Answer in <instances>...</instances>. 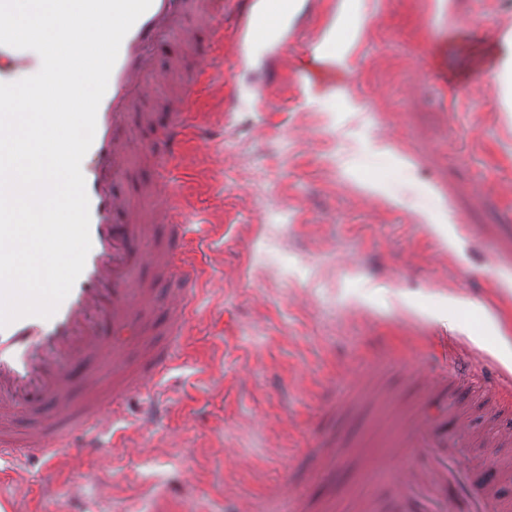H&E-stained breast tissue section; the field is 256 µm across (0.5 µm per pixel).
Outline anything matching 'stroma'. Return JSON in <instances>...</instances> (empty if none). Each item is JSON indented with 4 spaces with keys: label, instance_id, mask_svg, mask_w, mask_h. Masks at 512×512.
<instances>
[{
    "label": "stroma",
    "instance_id": "stroma-1",
    "mask_svg": "<svg viewBox=\"0 0 512 512\" xmlns=\"http://www.w3.org/2000/svg\"><path fill=\"white\" fill-rule=\"evenodd\" d=\"M339 2L297 0L272 29L264 0H225L222 37L193 16L155 50L136 144L178 103L172 64L205 74L203 132L170 170L206 269L191 334L103 447L0 461V512H296L269 498L285 482L323 512L385 456L359 375L399 391L404 367L448 355L502 365L475 329L488 314L512 345V112L488 50L512 0H361L341 63L320 51ZM353 393L328 423L327 396ZM314 444L343 463L314 471Z\"/></svg>",
    "mask_w": 512,
    "mask_h": 512
}]
</instances>
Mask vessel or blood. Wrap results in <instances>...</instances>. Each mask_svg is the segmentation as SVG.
Instances as JSON below:
<instances>
[{
  "instance_id": "b4317fda",
  "label": "vessel or blood",
  "mask_w": 512,
  "mask_h": 512,
  "mask_svg": "<svg viewBox=\"0 0 512 512\" xmlns=\"http://www.w3.org/2000/svg\"><path fill=\"white\" fill-rule=\"evenodd\" d=\"M191 14L223 23L224 0H152L121 43L82 168L92 243L85 267L51 318L24 317L0 328V457L21 463L35 456L50 464L76 436L97 447L105 429L103 408L145 390L147 380L169 365L172 346L187 333L181 306L199 292L203 271L183 248L182 190L177 187L164 196L167 246L152 255L147 249L152 231L142 222V210L118 186L135 161L129 116L156 80L154 50L183 31ZM0 57L17 71L37 70L42 64L7 45H0ZM190 130L184 111L174 112L162 132L166 152L154 157L158 166L172 161ZM119 215L124 223H116ZM148 254L157 273L153 283L136 274ZM167 280L173 287L166 314L170 343L164 346L152 341L142 315L154 303L157 282ZM106 362L112 365V388L104 393L98 367ZM407 378L418 387V403L380 418L376 426L389 458L405 465L389 482L388 501L367 488L343 502L344 512H512V498L501 493L497 478L460 466L468 449L487 435L495 436L497 447L512 446V429L502 424L512 414V374L495 371L485 385L456 371L432 380L414 370ZM462 389L471 402L482 404L488 431L473 428L469 404L454 403L448 416H427L428 405L454 402ZM30 408L43 410L40 425L18 430L17 418Z\"/></svg>"
}]
</instances>
